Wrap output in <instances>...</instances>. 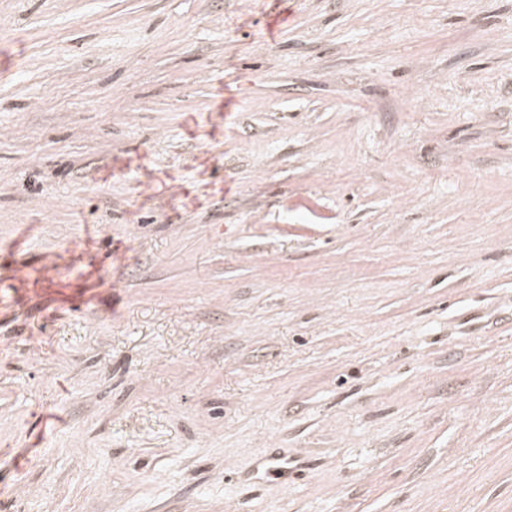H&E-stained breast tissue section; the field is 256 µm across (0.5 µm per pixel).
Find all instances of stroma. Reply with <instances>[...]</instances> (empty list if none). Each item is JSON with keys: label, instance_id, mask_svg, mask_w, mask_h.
<instances>
[{"label": "stroma", "instance_id": "stroma-1", "mask_svg": "<svg viewBox=\"0 0 512 512\" xmlns=\"http://www.w3.org/2000/svg\"><path fill=\"white\" fill-rule=\"evenodd\" d=\"M0 512H512V0H0ZM282 458L271 457L258 462L254 466L255 478L262 481L286 480L290 477H296L301 471L297 465L288 467V459L281 463ZM260 473V476H256Z\"/></svg>", "mask_w": 512, "mask_h": 512}]
</instances>
